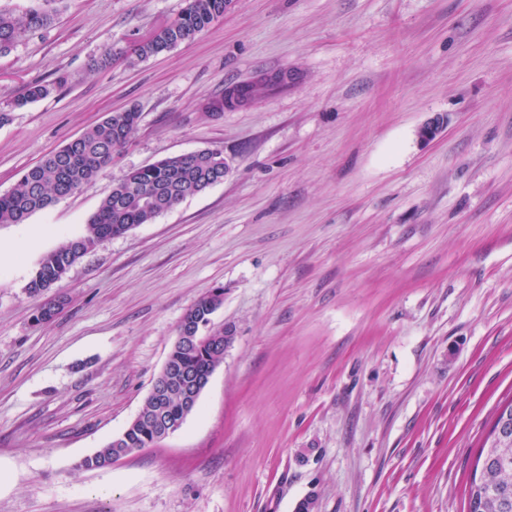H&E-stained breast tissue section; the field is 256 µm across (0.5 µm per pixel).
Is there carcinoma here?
<instances>
[{"mask_svg": "<svg viewBox=\"0 0 512 512\" xmlns=\"http://www.w3.org/2000/svg\"><path fill=\"white\" fill-rule=\"evenodd\" d=\"M42 2L43 6L21 14L0 10V57L8 55L30 34L52 25L57 13L54 4L59 0ZM229 2L231 0H184V6L173 19L135 42V56L145 59L193 42L224 16ZM292 79V73L280 71L255 83L230 86L221 98L210 103V108L221 112L226 106H244L264 89L286 86ZM53 90L50 84L34 83L11 107L24 108L46 98ZM139 119L140 113L134 108L111 112L25 171L11 190L0 194V224H24L34 213L92 183L129 144ZM226 170L228 166L222 153L211 149L175 155L130 169L104 196L81 233L41 253L27 283L29 293L41 295L49 291L101 241L151 223L186 197L224 181ZM223 301L224 288L216 287L188 308L181 324L193 326V333L185 339L174 340L169 350L174 369L164 376L163 384L170 386V392L148 396L125 430L84 458L79 463L80 468H108L133 449L152 446L163 432L173 426L181 427L195 412L198 404H188L180 385L189 378L205 379L224 362V352L234 340V331L211 327L212 315ZM65 302L64 296L55 297L39 307L34 320L38 323L51 320ZM489 453L493 457L491 465L473 475L466 490L467 512H512V444L492 449L486 442L480 448L478 460H484Z\"/></svg>", "mask_w": 512, "mask_h": 512, "instance_id": "obj_1", "label": "carcinoma"}]
</instances>
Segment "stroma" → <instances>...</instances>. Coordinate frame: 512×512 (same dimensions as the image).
Masks as SVG:
<instances>
[{"mask_svg":"<svg viewBox=\"0 0 512 512\" xmlns=\"http://www.w3.org/2000/svg\"><path fill=\"white\" fill-rule=\"evenodd\" d=\"M182 5L62 0L0 58V193L106 113L141 114L91 184L0 225V512H466L512 400V0H232L194 42L130 61ZM280 70L296 80L210 111ZM33 82L54 90L11 109ZM201 149L223 182L98 244L35 323L39 251L130 169ZM216 286L212 324L236 334L197 411L80 468Z\"/></svg>","mask_w":512,"mask_h":512,"instance_id":"obj_1","label":"stroma"}]
</instances>
